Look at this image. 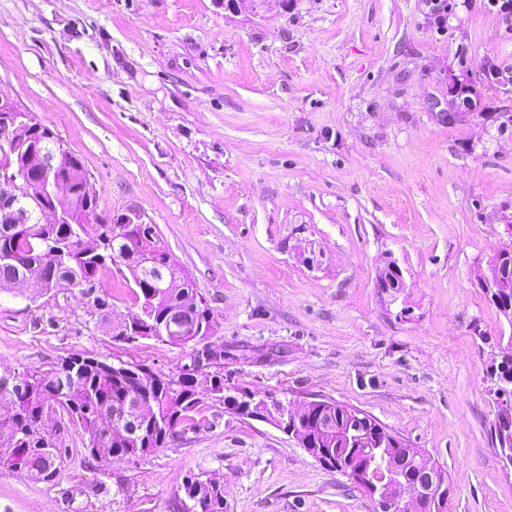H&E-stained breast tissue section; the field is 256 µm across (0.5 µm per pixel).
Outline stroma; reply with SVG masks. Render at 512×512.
Returning a JSON list of instances; mask_svg holds the SVG:
<instances>
[{
    "label": "stroma",
    "mask_w": 512,
    "mask_h": 512,
    "mask_svg": "<svg viewBox=\"0 0 512 512\" xmlns=\"http://www.w3.org/2000/svg\"><path fill=\"white\" fill-rule=\"evenodd\" d=\"M448 35L427 0H0V93L83 163L95 223L136 208L211 309L224 384L325 399L422 449L446 512H512L487 372L508 325L479 285L508 237L512 138L448 124V65L512 59L481 4ZM397 261V300L378 280ZM195 344L130 345L78 289L0 291V374L91 355L179 374ZM135 459L72 453L50 483L0 466V512H183L185 476L230 512H372L273 422L209 402ZM216 477L206 478L204 480L196 477L195 475H188L184 478L182 489L184 498L181 502H184L183 507L185 512L191 509L187 504V499H209L208 510L206 512H224V483L214 479Z\"/></svg>",
    "instance_id": "obj_1"
}]
</instances>
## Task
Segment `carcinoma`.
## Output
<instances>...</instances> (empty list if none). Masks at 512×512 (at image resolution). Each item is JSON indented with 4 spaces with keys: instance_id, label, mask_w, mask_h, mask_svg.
I'll list each match as a JSON object with an SVG mask.
<instances>
[{
    "instance_id": "obj_1",
    "label": "carcinoma",
    "mask_w": 512,
    "mask_h": 512,
    "mask_svg": "<svg viewBox=\"0 0 512 512\" xmlns=\"http://www.w3.org/2000/svg\"><path fill=\"white\" fill-rule=\"evenodd\" d=\"M56 138L52 130L41 131L30 142L15 148L12 154L1 157L0 168L10 166L15 173L22 169L27 152L39 150L55 152ZM67 190L53 198L56 207L72 219L70 224H39L36 214H31L28 224L0 223V290L16 279L35 278L55 287L66 283L73 287L97 275L113 263L114 253H124V267L129 272L134 287L130 288L131 300L138 311L147 312L152 321L164 320L168 313L189 300L197 304L194 319L210 324V308L204 298L197 297L194 284L170 252L148 243L149 250L140 247L139 238L155 230L151 224L137 226L120 237L112 236V225L92 224L98 206L96 190L84 180L85 170L77 157H72L71 167L62 172ZM494 271L493 287L485 289L486 300L497 308L512 326V246L504 248L488 262ZM100 313L98 320L111 326L112 337L123 341L122 330L112 325V296L99 290ZM140 364L125 367V373H112V363L92 356L76 355L61 361L56 367L42 371H25L17 375L16 391H0V448H18L28 443L31 454L26 468L31 480L38 483L52 482L64 463V458L54 454L55 433L43 423L42 402L50 403L51 413L78 423L82 431L84 448L97 460L112 456L113 449L125 448L132 442L134 428L148 421L153 424L155 438L147 451L165 447L167 439L182 423L194 422L205 405L204 394L192 384V372L199 370L197 355L176 376L156 374V378L141 384L137 378ZM490 393L512 381V364L499 365L489 372ZM75 379L70 391L55 396L51 386L58 377ZM43 392V401L17 404L26 388ZM148 408L142 413L141 408ZM305 436L315 438L329 455L319 463L329 469L347 473L354 460L337 449L336 434L318 433L311 429V422L304 425ZM402 455V470L410 474L424 461L423 455L407 447L397 449ZM184 499H206L207 512H224V483L214 478L202 480L194 475L184 478Z\"/></svg>"
}]
</instances>
